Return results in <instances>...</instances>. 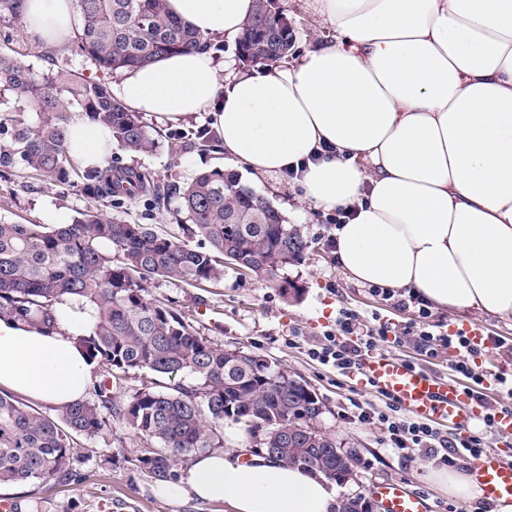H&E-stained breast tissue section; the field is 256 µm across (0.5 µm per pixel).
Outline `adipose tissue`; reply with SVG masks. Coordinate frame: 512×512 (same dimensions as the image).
I'll list each match as a JSON object with an SVG mask.
<instances>
[{"label": "adipose tissue", "instance_id": "adipose-tissue-1", "mask_svg": "<svg viewBox=\"0 0 512 512\" xmlns=\"http://www.w3.org/2000/svg\"><path fill=\"white\" fill-rule=\"evenodd\" d=\"M253 0H168L207 38L238 40ZM330 37L256 71L190 50L124 71L129 109L177 123L211 113L245 174L303 167L301 200L350 206L335 257L352 280L438 310L512 318V0H307ZM41 46L74 34L72 0H24ZM75 156L101 163L107 129L75 117ZM65 323L0 320V387L80 401L91 371ZM183 488L231 512H335L334 483L241 447L195 457Z\"/></svg>", "mask_w": 512, "mask_h": 512}]
</instances>
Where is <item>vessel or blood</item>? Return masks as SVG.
<instances>
[{
  "mask_svg": "<svg viewBox=\"0 0 512 512\" xmlns=\"http://www.w3.org/2000/svg\"><path fill=\"white\" fill-rule=\"evenodd\" d=\"M359 380L394 396L415 417L446 420L465 436L471 433V423L484 416V402L469 395L455 380L398 358L376 354L365 357ZM476 470L487 499L512 496V464L487 455L477 460ZM373 493L383 512H428L420 497L399 485H380Z\"/></svg>",
  "mask_w": 512,
  "mask_h": 512,
  "instance_id": "vessel-or-blood-1",
  "label": "vessel or blood"
}]
</instances>
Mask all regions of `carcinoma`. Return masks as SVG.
I'll return each instance as SVG.
<instances>
[{
  "instance_id": "cac0c4a2",
  "label": "carcinoma",
  "mask_w": 512,
  "mask_h": 512,
  "mask_svg": "<svg viewBox=\"0 0 512 512\" xmlns=\"http://www.w3.org/2000/svg\"><path fill=\"white\" fill-rule=\"evenodd\" d=\"M81 25L71 52L110 75L143 67L176 51L217 47L173 17L166 0H75ZM296 31L278 0H255L236 45L244 64L288 58ZM0 91L16 107L0 111V173L21 164L44 181L66 184L90 205L69 224L0 222V320L56 334L62 308L90 323L72 334L95 366L89 399L41 412L0 391V485L70 483L73 438H93L121 417L158 449L138 462L160 481L174 479L172 463L224 447V420L261 434V445L293 466L339 485L356 478L355 459L318 427L324 404L302 378L240 349L216 346L172 308L147 296L154 279L189 287L224 278V261L274 280L308 248L301 229L264 196L221 168L181 186L107 155L93 166L73 156L69 127L75 115L108 129L132 153H150L159 142L139 112L112 95L103 80L63 65L38 73L0 54ZM200 147H221L200 126L176 131ZM177 194L191 247L150 224H131L103 212L142 199L161 205ZM169 378L121 397L131 373ZM336 512H372L362 494L340 500Z\"/></svg>"
}]
</instances>
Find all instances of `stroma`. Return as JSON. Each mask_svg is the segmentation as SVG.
<instances>
[{"instance_id":"35a3bbf8","label":"stroma","mask_w":512,"mask_h":512,"mask_svg":"<svg viewBox=\"0 0 512 512\" xmlns=\"http://www.w3.org/2000/svg\"><path fill=\"white\" fill-rule=\"evenodd\" d=\"M0 53L15 56L39 72H51L65 62L84 76L102 77L111 85L118 80L114 74L102 76L90 60L71 55L67 47L43 48L21 21L8 15L0 17ZM145 120L158 136V148L150 154L120 151L123 163L148 168L161 178L182 183L202 170L229 168L223 153L185 150L168 138L177 127L191 130L212 126L210 113H197L178 124L153 114L146 115ZM250 187L264 195L288 223L301 228L310 243L302 257L281 269L274 283L228 265L218 285L189 288L156 280L148 288L149 298L173 306L217 345L261 356L307 382L325 405L320 428L358 460L355 481L339 487V495L368 496L375 486L398 483L420 496L430 512H485L483 500L467 502L438 486L432 479L434 464L421 458L405 462L386 447L378 429L352 417L356 400L368 403L374 411H387L384 397L308 356V348L321 339L324 331L334 328L339 310L349 309L366 319L377 317L401 327L410 323L412 312L394 307L347 276L326 245L330 229L323 214L311 213L301 202L296 181L281 174L269 175L251 182ZM87 204V198L79 192L30 177L20 167L8 178H0L2 222L67 224ZM179 206L175 197L166 206L151 209L134 201L121 209L119 216L132 223L173 231ZM430 320L453 329L463 325L480 329L486 346L476 359L479 371L512 375L511 318L471 310H435ZM75 446L73 468L77 481L67 485H2L0 501L22 502L27 512H227L223 503L188 494L175 499L163 497L158 480L134 463L135 458L152 449V442L140 440L120 418H113L98 437L77 439Z\"/></svg>"}]
</instances>
